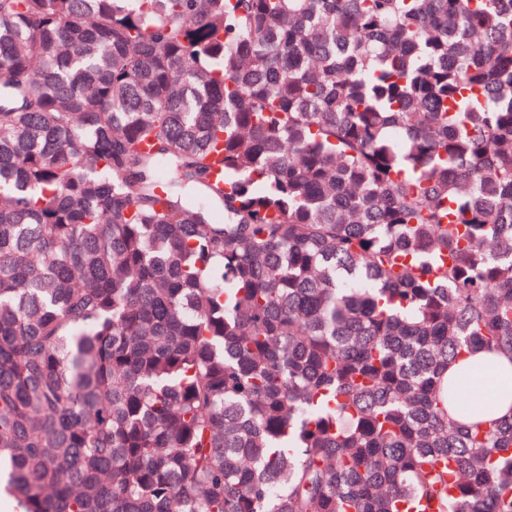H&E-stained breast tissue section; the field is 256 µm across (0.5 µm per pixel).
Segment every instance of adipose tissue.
Listing matches in <instances>:
<instances>
[{
    "label": "adipose tissue",
    "instance_id": "ef3b65f1",
    "mask_svg": "<svg viewBox=\"0 0 512 512\" xmlns=\"http://www.w3.org/2000/svg\"><path fill=\"white\" fill-rule=\"evenodd\" d=\"M466 379L480 382L482 396L475 401L467 423L497 420L512 415V360L503 356L479 353L469 356Z\"/></svg>",
    "mask_w": 512,
    "mask_h": 512
}]
</instances>
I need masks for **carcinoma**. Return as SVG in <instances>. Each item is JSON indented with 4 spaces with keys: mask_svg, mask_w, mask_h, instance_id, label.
<instances>
[{
    "mask_svg": "<svg viewBox=\"0 0 512 512\" xmlns=\"http://www.w3.org/2000/svg\"><path fill=\"white\" fill-rule=\"evenodd\" d=\"M512 0H0L13 512H512ZM465 363L472 366L463 375L468 385L474 378L483 385L482 396L474 402L472 415L463 418L471 424L483 420H497L512 415V363L503 356L488 353L470 355L448 371L454 375ZM510 394V396H509Z\"/></svg>",
    "mask_w": 512,
    "mask_h": 512,
    "instance_id": "obj_1",
    "label": "carcinoma"
}]
</instances>
